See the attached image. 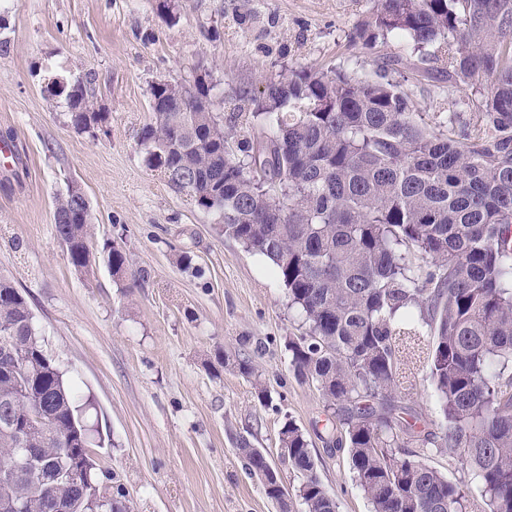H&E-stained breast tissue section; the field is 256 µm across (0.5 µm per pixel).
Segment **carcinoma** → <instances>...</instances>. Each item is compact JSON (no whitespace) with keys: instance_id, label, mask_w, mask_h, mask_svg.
Here are the masks:
<instances>
[{"instance_id":"1","label":"carcinoma","mask_w":512,"mask_h":512,"mask_svg":"<svg viewBox=\"0 0 512 512\" xmlns=\"http://www.w3.org/2000/svg\"><path fill=\"white\" fill-rule=\"evenodd\" d=\"M350 39L375 50L395 39L417 54L416 76L469 91L476 120L456 129L428 115L401 83L347 69H290L253 94L235 123L211 108L212 87H152L144 161L215 217L224 237L265 257L305 333L288 339L295 376L312 384L338 419L334 451H346L371 512H467L475 488L490 512H512V0H379ZM439 62L427 66L429 57ZM90 82L67 78L53 95L70 121L102 120ZM57 238L71 264H91L89 202L67 189ZM112 274L127 258L106 245ZM423 315L415 319L414 310ZM432 337L427 356L440 431L416 429L396 404L403 344ZM39 407L25 463L7 421ZM85 429L75 394L37 337L33 312L0 277V512H49L50 500L90 512L65 434ZM282 462L299 473L305 512H337L316 475L305 434L280 430ZM250 474L264 453L238 448ZM465 462L470 486L451 483L422 456ZM266 496L282 512L274 482Z\"/></svg>"}]
</instances>
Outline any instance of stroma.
Here are the masks:
<instances>
[{
	"mask_svg": "<svg viewBox=\"0 0 512 512\" xmlns=\"http://www.w3.org/2000/svg\"><path fill=\"white\" fill-rule=\"evenodd\" d=\"M0 0V138L13 133L20 164L0 160V276L27 298L44 350L85 402L101 467L134 512H279L248 474L241 443L261 449L288 489L300 476L280 458L293 421L311 441L316 474L339 512H370L346 453H329L333 412L290 366L302 320L260 255L225 238L212 215L146 167L138 145L151 88L209 71L212 110L230 118L240 89H262L292 67L346 68L378 77L374 55L350 35L377 0ZM401 73L417 109L473 119L461 93ZM85 77L103 119L80 131L45 86ZM77 185L89 204L92 261L75 269L55 233V200ZM124 251L109 271L104 243ZM249 358L243 376L221 357ZM266 388L270 404L258 399ZM400 402L440 426L430 370L406 365Z\"/></svg>",
	"mask_w": 512,
	"mask_h": 512,
	"instance_id": "obj_1",
	"label": "stroma"
}]
</instances>
